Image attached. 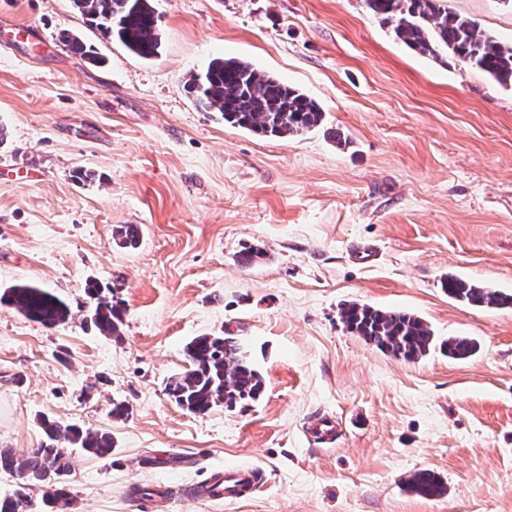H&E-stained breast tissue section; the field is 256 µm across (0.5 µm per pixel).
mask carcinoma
Here are the masks:
<instances>
[{
  "mask_svg": "<svg viewBox=\"0 0 512 512\" xmlns=\"http://www.w3.org/2000/svg\"><path fill=\"white\" fill-rule=\"evenodd\" d=\"M366 8L389 25L395 38L422 56L441 57L449 52L461 62L487 74L502 86L512 87V45H505L482 31L478 23L451 11L446 0H364ZM74 7L138 56H158L161 46L159 16L153 0H73ZM59 42L73 56L98 62L82 40L70 33ZM186 91L206 112H218L225 122L261 136H297L323 126L325 113L319 104L280 79L236 58H218L185 82ZM113 238L125 247L139 244L135 224L113 229ZM266 256L256 245L245 247L237 263L249 267ZM448 296L478 308L512 307V295L504 294L454 276L442 281ZM90 306L85 322L101 334L121 336L122 304L102 295V286L90 281L86 287ZM0 302L14 307L26 318L55 328L67 323L69 306L45 288L15 284L0 294ZM346 329L384 354L415 362L439 347L448 357L465 360L477 351L468 336H450L442 341L419 317L398 309L382 310L358 303H344L338 312ZM234 336L204 334L184 348L188 366L171 376L165 387L178 407L204 414L220 405L228 409L243 401L256 400L263 392L261 374L240 359ZM45 440L19 460L8 448H0V474L27 475V484H39L43 498L61 512L72 508L63 490L71 471V449L80 448L98 457L112 454V436L84 430L76 425L45 419ZM406 488L423 498L447 493L442 479L428 469L417 470L405 480ZM27 498L20 493L0 497V512H25Z\"/></svg>",
  "mask_w": 512,
  "mask_h": 512,
  "instance_id": "carcinoma-1",
  "label": "carcinoma"
}]
</instances>
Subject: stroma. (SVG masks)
Masks as SVG:
<instances>
[{"mask_svg":"<svg viewBox=\"0 0 512 512\" xmlns=\"http://www.w3.org/2000/svg\"><path fill=\"white\" fill-rule=\"evenodd\" d=\"M447 4L512 44V0ZM154 6L161 48L144 59L72 0H0V290L35 284L72 313L48 329L0 304V448L26 456L45 418L110 432V456L72 451L71 512H134L136 498L145 512H512V307L441 286L512 294V88L416 54L363 0ZM62 31L100 64L64 50ZM223 57L313 98L324 129L258 137L202 111L184 81ZM121 224L138 225V247L113 240ZM250 244L266 257L238 265ZM361 247L375 259L357 261ZM91 279L121 301V337L84 323ZM347 302L480 349L394 358L346 331ZM222 333L248 348L262 395L180 409L165 385L185 345ZM321 415L339 424L327 442L307 431ZM224 466L263 482L192 497ZM421 469L445 496L406 491ZM442 288L449 297L474 307H512V295L483 288L454 276L446 277L442 281Z\"/></svg>","mask_w":512,"mask_h":512,"instance_id":"35a3bbf8","label":"stroma"}]
</instances>
